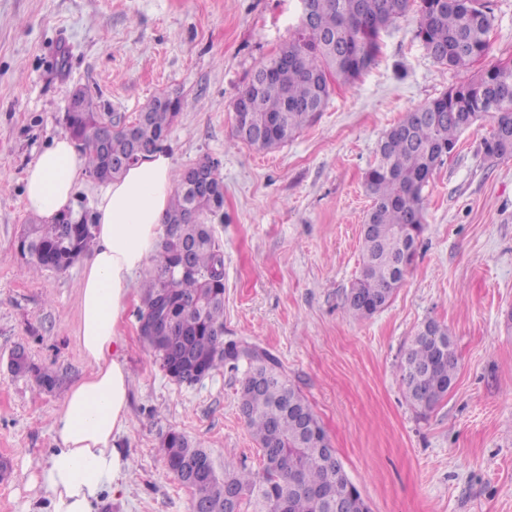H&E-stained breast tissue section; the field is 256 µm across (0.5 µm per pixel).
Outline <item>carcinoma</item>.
Instances as JSON below:
<instances>
[{
    "label": "carcinoma",
    "instance_id": "1",
    "mask_svg": "<svg viewBox=\"0 0 512 512\" xmlns=\"http://www.w3.org/2000/svg\"><path fill=\"white\" fill-rule=\"evenodd\" d=\"M288 43L255 70L241 95L250 101L248 138L234 123V139L257 149L288 143L324 111L333 79L350 81L374 62L380 32L417 7V37L430 57L466 70L490 49L492 18L479 0H311ZM179 98L152 99L134 119L103 112L82 94L66 113L65 130L98 181L122 175L127 160L161 149L182 109ZM487 120L486 155L512 157V64H495L411 111L382 138L377 162L366 173L372 203L361 233L362 268L347 294V308L367 319L385 308L412 265L424 232V191L456 148L460 135ZM212 190L195 192L183 177L164 218V232L149 278L141 286L139 335L174 380L195 371L205 377L245 360L240 407L262 467H224L194 473L189 464L206 453L181 432L169 431L161 451L167 469L192 493L190 512H230L246 501L252 512H363L366 502L342 465L326 463L325 431L302 393L290 385L278 359L246 340L224 342V251L208 217L224 207L219 161L209 172ZM94 246L92 216L68 211L52 224H29L17 241L27 275L61 272ZM457 355L448 327L434 320L414 336L401 365L412 406L429 411L452 388ZM52 391L58 376L31 359L10 368Z\"/></svg>",
    "mask_w": 512,
    "mask_h": 512
}]
</instances>
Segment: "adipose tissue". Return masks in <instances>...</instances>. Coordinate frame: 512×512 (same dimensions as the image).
Segmentation results:
<instances>
[{"label":"adipose tissue","instance_id":"ef3b65f1","mask_svg":"<svg viewBox=\"0 0 512 512\" xmlns=\"http://www.w3.org/2000/svg\"><path fill=\"white\" fill-rule=\"evenodd\" d=\"M84 172L73 141L54 138L26 170V210L53 222L73 207ZM175 182L173 160L159 150L100 189L95 247L82 265L76 331L91 371L63 399L54 423L59 445L32 479L47 495V512H97L103 492L124 486L130 460L119 442L128 425L131 385L119 328L133 276L158 253Z\"/></svg>","mask_w":512,"mask_h":512}]
</instances>
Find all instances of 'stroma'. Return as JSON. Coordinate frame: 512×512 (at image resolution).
<instances>
[{"mask_svg": "<svg viewBox=\"0 0 512 512\" xmlns=\"http://www.w3.org/2000/svg\"><path fill=\"white\" fill-rule=\"evenodd\" d=\"M481 2L491 49L470 71L434 62L408 16L381 31L357 79L332 83L325 110L294 139L260 151L233 142V104L298 26V0H0V512H45L46 495L28 482L58 446L66 391L90 372L76 339L79 266L28 277L16 249L35 219L22 204L25 170L64 134L77 89L130 118L156 96L183 100L165 144L176 170L221 162L224 209L212 223L224 338L280 360L371 512H512V157L485 155L489 123L460 137L425 190V230L389 304L360 321L346 305L378 141L470 74L512 62V0ZM140 307L133 292L121 326L132 401L120 446L131 468L99 512H190L160 442L174 429L216 471L259 470L239 407L249 366L171 380L140 339ZM430 319L447 325L458 369L448 396L422 412L401 362ZM20 346L59 376L57 389L9 372Z\"/></svg>", "mask_w": 512, "mask_h": 512, "instance_id": "1", "label": "stroma"}]
</instances>
